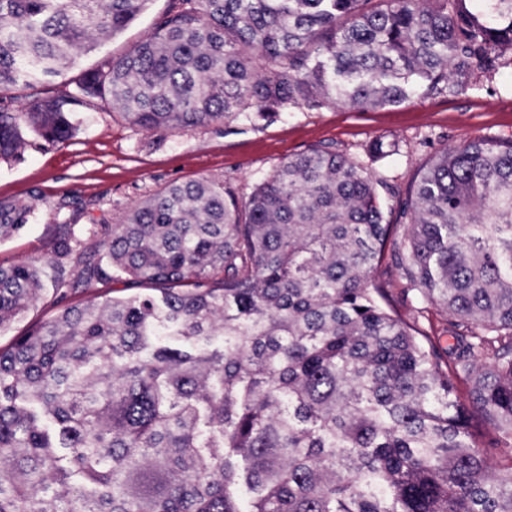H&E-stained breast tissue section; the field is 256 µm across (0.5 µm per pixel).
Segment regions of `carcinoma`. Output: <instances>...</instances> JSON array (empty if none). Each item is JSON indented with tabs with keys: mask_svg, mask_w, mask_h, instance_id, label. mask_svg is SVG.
I'll return each instance as SVG.
<instances>
[{
	"mask_svg": "<svg viewBox=\"0 0 512 512\" xmlns=\"http://www.w3.org/2000/svg\"><path fill=\"white\" fill-rule=\"evenodd\" d=\"M149 0H0V103L63 78ZM512 68V0H177L75 88L0 106V158L69 139L100 101L193 131L287 108L370 110ZM383 182L326 148L247 200L172 183L86 246L0 263V512H512V139L431 157L386 222ZM35 205L0 202V240ZM453 344L391 308L380 267ZM477 416L482 429L475 430ZM60 309L59 306L53 305L49 299L40 300L23 319L13 324V326L0 335V347L6 348L11 343L12 337L24 332L27 328L37 322H41L52 317Z\"/></svg>",
	"mask_w": 512,
	"mask_h": 512,
	"instance_id": "carcinoma-1",
	"label": "carcinoma"
}]
</instances>
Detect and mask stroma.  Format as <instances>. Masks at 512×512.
Here are the masks:
<instances>
[{
    "label": "stroma",
    "instance_id": "stroma-1",
    "mask_svg": "<svg viewBox=\"0 0 512 512\" xmlns=\"http://www.w3.org/2000/svg\"><path fill=\"white\" fill-rule=\"evenodd\" d=\"M172 5L173 0H149L104 50L122 53L149 34ZM82 115L68 141L41 140L20 157L0 161V201L40 198L33 221L0 242V263L51 251L52 228L64 220L57 211L61 200L77 202L75 230L89 244L101 222H122L134 206L170 183L222 178L245 199L283 160L318 146L343 152L385 182L381 203L387 221H396L401 201L430 156L468 138H512V70L490 79L475 76L454 95L428 93L366 111L293 108L188 133L142 130L102 107ZM378 142L390 148V156L374 153Z\"/></svg>",
    "mask_w": 512,
    "mask_h": 512
}]
</instances>
